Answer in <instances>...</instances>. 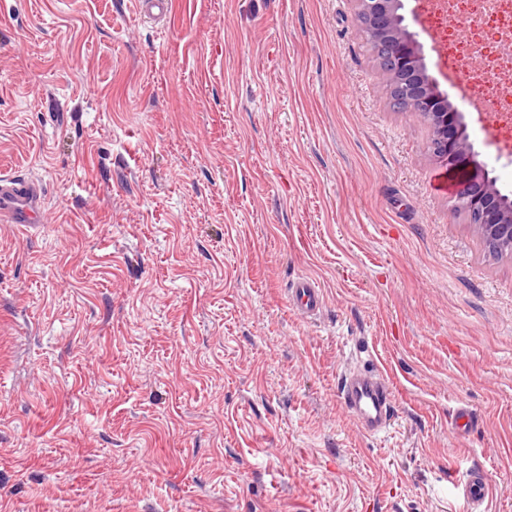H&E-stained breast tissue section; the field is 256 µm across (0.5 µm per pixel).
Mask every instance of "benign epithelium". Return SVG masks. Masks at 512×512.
<instances>
[{
  "label": "benign epithelium",
  "instance_id": "benign-epithelium-1",
  "mask_svg": "<svg viewBox=\"0 0 512 512\" xmlns=\"http://www.w3.org/2000/svg\"><path fill=\"white\" fill-rule=\"evenodd\" d=\"M367 40L375 44L382 69L397 84L393 101L420 117L430 131L433 159L462 173L456 195L475 234L488 251L512 256V200L477 160L464 113L439 90L428 73L424 46L409 30L404 0H357Z\"/></svg>",
  "mask_w": 512,
  "mask_h": 512
}]
</instances>
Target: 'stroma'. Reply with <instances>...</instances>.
I'll return each instance as SVG.
<instances>
[{
	"mask_svg": "<svg viewBox=\"0 0 512 512\" xmlns=\"http://www.w3.org/2000/svg\"><path fill=\"white\" fill-rule=\"evenodd\" d=\"M388 84L357 0H0V176L44 193L0 220V512H468L475 465L512 512V257ZM288 301L292 308L308 320L316 319L324 304L319 284L312 278L297 277L289 283ZM340 398L363 433L377 435L390 427L394 395L388 378L373 361L368 360L362 367L342 374Z\"/></svg>",
	"mask_w": 512,
	"mask_h": 512,
	"instance_id": "35a3bbf8",
	"label": "stroma"
}]
</instances>
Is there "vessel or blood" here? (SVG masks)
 <instances>
[{"instance_id": "obj_1", "label": "vessel or blood", "mask_w": 512, "mask_h": 512, "mask_svg": "<svg viewBox=\"0 0 512 512\" xmlns=\"http://www.w3.org/2000/svg\"><path fill=\"white\" fill-rule=\"evenodd\" d=\"M44 195L39 183L29 178L13 177L0 180V213L8 215L15 224L32 226L40 220ZM288 301L306 319L317 318L324 295L319 284L302 276L291 280ZM340 398L356 427L365 434L386 431L393 418L394 395L390 382L374 362L344 372L341 377ZM456 489L472 506L474 512H487L489 477L484 467L467 470Z\"/></svg>"}]
</instances>
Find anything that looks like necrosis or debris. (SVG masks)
Instances as JSON below:
<instances>
[{"instance_id":"necrosis-or-debris-1","label":"necrosis or debris","mask_w":512,"mask_h":512,"mask_svg":"<svg viewBox=\"0 0 512 512\" xmlns=\"http://www.w3.org/2000/svg\"><path fill=\"white\" fill-rule=\"evenodd\" d=\"M435 30L454 76L481 67L485 78L476 84L458 85L467 105L479 104L496 123L512 126V0H431ZM470 29L467 39L453 35L457 24Z\"/></svg>"}]
</instances>
